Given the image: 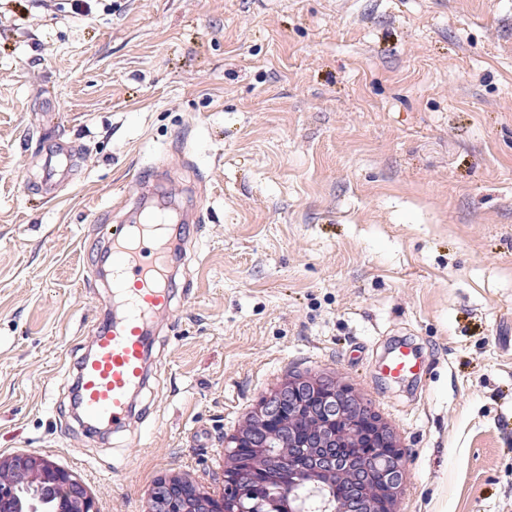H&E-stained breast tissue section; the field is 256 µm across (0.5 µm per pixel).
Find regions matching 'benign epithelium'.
<instances>
[{
  "mask_svg": "<svg viewBox=\"0 0 512 512\" xmlns=\"http://www.w3.org/2000/svg\"><path fill=\"white\" fill-rule=\"evenodd\" d=\"M288 404V418L282 405ZM308 424L310 442L297 439L296 426ZM281 448L277 459L293 465V449L307 448L308 459L297 466L301 480L345 481L350 497L332 512H396L407 472L394 431L376 417L366 399L331 376L295 375L260 399L244 426L224 438L221 492L211 495L179 476L159 479L148 501V512H255L251 500L253 473L264 468L259 452L272 441ZM369 447L374 452L357 463H341L336 449ZM50 489L66 504L62 512H98L96 501L73 472L35 452L0 457V512H50Z\"/></svg>",
  "mask_w": 512,
  "mask_h": 512,
  "instance_id": "7a95c632",
  "label": "benign epithelium"
}]
</instances>
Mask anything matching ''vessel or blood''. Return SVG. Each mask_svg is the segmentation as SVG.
<instances>
[{"label": "vessel or blood", "instance_id": "vessel-or-blood-1", "mask_svg": "<svg viewBox=\"0 0 512 512\" xmlns=\"http://www.w3.org/2000/svg\"><path fill=\"white\" fill-rule=\"evenodd\" d=\"M74 148L56 142L48 156L43 192L54 195L72 167ZM164 211L146 215L140 224L108 226L105 252L110 259L108 286L120 304L93 339L92 351L77 363L79 406L86 422L123 429L132 414L131 397L144 382L154 318L170 307L169 245L163 234ZM417 361L399 348L386 365L389 375L412 373Z\"/></svg>", "mask_w": 512, "mask_h": 512}]
</instances>
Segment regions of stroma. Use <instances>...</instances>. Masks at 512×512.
<instances>
[{
  "instance_id": "35a3bbf8",
  "label": "stroma",
  "mask_w": 512,
  "mask_h": 512,
  "mask_svg": "<svg viewBox=\"0 0 512 512\" xmlns=\"http://www.w3.org/2000/svg\"><path fill=\"white\" fill-rule=\"evenodd\" d=\"M89 3L0 0V455L147 512L166 475L219 490L225 436L319 373L396 433L397 512H512V0ZM140 167L206 220L135 418L91 434L74 365L115 301L88 259ZM74 158V148L71 143L66 141H57L48 154L46 166L43 193L53 197L55 195L58 181L66 178L69 170L72 168ZM385 366L389 375L401 378L406 374L412 373L413 369L417 367V360L412 356V352L408 348L401 347L393 354Z\"/></svg>"
}]
</instances>
